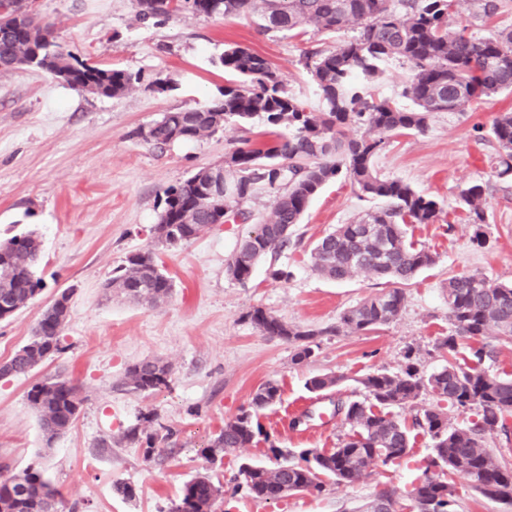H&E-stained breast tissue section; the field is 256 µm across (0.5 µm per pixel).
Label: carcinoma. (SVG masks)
Here are the masks:
<instances>
[{"label":"carcinoma","instance_id":"cac0c4a2","mask_svg":"<svg viewBox=\"0 0 512 512\" xmlns=\"http://www.w3.org/2000/svg\"><path fill=\"white\" fill-rule=\"evenodd\" d=\"M512 0H473L479 16L492 18ZM19 0H0V72L35 67L78 92L98 97H120L139 83L125 70L103 68L80 60L55 41L53 25L35 21L21 13ZM459 0H147L136 7L142 21L167 19L187 11L196 15L225 18L249 17L262 32L290 33L298 37L314 25L336 34L352 28L355 34L329 51H308L300 64L310 73L323 108L308 109L290 95L284 75L265 57L248 47L224 50L219 62L239 81L227 84L220 96L203 109H181L165 113L155 121L147 143L158 148L176 141L195 140L228 123L267 127L262 137L244 138L225 156L224 198L210 196L204 185L206 174L198 170L177 186L164 191V208L157 229L173 231L157 242L176 245L197 236L215 224L219 210L247 215L240 205L258 188L273 196L271 211L258 228L242 237L228 263L230 277L250 280L256 265L270 254L288 247L293 226L301 222L310 201L328 183L343 177L359 191L386 201V206L351 224H339L320 238L310 251L315 271L331 280H344L357 271L367 272L396 287L346 310L328 333H364L397 318L405 284L423 269L435 264L434 254L408 242L405 226L433 224L441 208L437 200L421 195L400 180L381 177L374 158L391 136L422 133L436 112H453L466 104L512 92V28L489 38H477L468 27H452ZM398 61L408 66L411 78L403 96L413 107L405 108L391 98L375 93L386 66ZM293 130L284 138L277 129ZM359 132L345 137L342 128ZM490 134L496 144L500 176L512 175V112L499 113ZM484 189L475 184L461 190L467 221L474 227L471 242L486 243L483 208ZM371 225L370 233L361 232ZM42 251L38 235L29 232L0 243V304L15 313L38 291L39 280L32 268ZM126 296L154 305L173 292V281L159 267L151 250L137 252L127 264L113 272L107 284ZM448 308L453 326L440 343L445 365L428 376L407 361L397 372L369 373L361 384L364 401L336 404L350 426L330 453L315 448L284 451L263 435L259 412L275 404L280 388L268 382L254 392L249 408L224 424L208 445L210 452L231 453L264 436L269 442V466L243 462L234 480L244 484L253 497L283 498L288 493L325 490L324 478L336 485L357 482L377 462L398 463L412 448V431L432 440V455L425 460L411 489L382 492L368 512H386L405 497L410 512H453L456 490L450 477L461 473L485 498L512 506V466L498 460L483 446L486 436L507 431L512 417V375L489 373L479 365L497 353V345L512 343V285L495 283L477 273L448 278ZM73 290L59 293L43 312L31 341L7 361L0 363V377L23 376L64 352L61 332L69 316ZM252 324L268 336L296 345L294 360L301 363L313 353L315 332L291 326L262 308L248 313ZM472 339L474 365L456 358L458 340ZM169 367L157 360L131 366L126 384L133 392L151 393L169 385ZM431 394L460 413L477 411L478 418L462 427L450 422L439 405L423 408L412 426L398 420L391 408ZM27 399L36 410L41 431L50 443L76 420L82 400L79 387L56 376L35 384ZM123 439L131 444L155 448L159 431L144 433L134 427ZM224 499L222 487L209 477L188 481L169 512H218ZM60 489L31 468L0 477V512H65Z\"/></svg>","mask_w":512,"mask_h":512}]
</instances>
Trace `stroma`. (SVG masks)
<instances>
[{"mask_svg":"<svg viewBox=\"0 0 512 512\" xmlns=\"http://www.w3.org/2000/svg\"><path fill=\"white\" fill-rule=\"evenodd\" d=\"M31 6L53 24L64 49L140 73L144 83L104 98L80 94L37 69L0 73V240L33 231L42 241L36 268L41 289L0 320V362L30 341L58 292L73 291L62 331L65 353L28 375L0 377V475L39 469L75 512H168L183 485L199 475L235 489L231 512H365L380 492L410 485L417 476L414 461L431 453L429 437L413 440L411 464H378L355 484L330 482L323 493L276 501L252 498L231 484L240 463L267 464V441L211 459L200 450L248 407L263 383L280 387L279 401L261 413L270 439L284 449L326 451L349 431L334 406L341 399H364L362 376L398 371L408 352L421 374L443 366L437 344L452 328L449 277L479 273L512 283V176L498 175L491 162L494 141L476 140L473 131L512 110V94L436 113L424 132L390 138L375 157L381 176L439 202L436 223L408 227L409 238L433 252L436 263L405 285L403 308L391 323L373 332L333 335L329 328L344 311L390 284L364 273L325 279L313 271L310 250L337 225L379 209L381 200L361 196L344 179L329 183L294 226L288 248L262 260L243 285L231 279L227 264L240 237L270 212L267 191L257 190L245 202L250 221L217 224L174 246L158 243L151 229L165 188L223 163L236 142L260 134L262 124L221 128L161 149L143 142L138 131L165 112L208 106L233 80L219 64L231 44L265 56L285 74L293 97L320 110L316 86L298 60L309 49L335 48L345 33L311 27L298 38L262 35L247 18L189 12L143 22L133 0H32ZM158 78L169 79L172 91L152 90ZM475 183L484 189L488 224L481 248L472 244L473 227L459 205L461 190ZM147 249L175 285L171 297L155 306L108 286L130 254ZM274 269L287 271V278H272ZM257 307L316 331L313 356L295 362L293 344L256 329L247 314ZM144 360L169 366L167 388L129 390L126 371ZM331 373L342 378L336 391L308 390L311 378ZM56 375L73 379L83 402L73 425L48 444L27 393ZM148 416L171 431L150 456L143 446L122 440ZM123 485L134 489L133 497L120 493Z\"/></svg>","mask_w":512,"mask_h":512,"instance_id":"35a3bbf8","label":"stroma"}]
</instances>
